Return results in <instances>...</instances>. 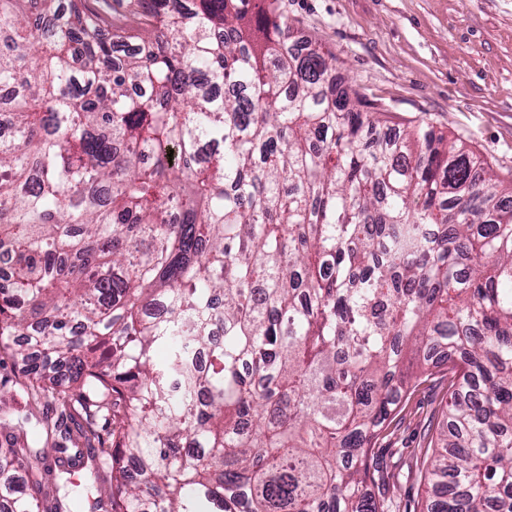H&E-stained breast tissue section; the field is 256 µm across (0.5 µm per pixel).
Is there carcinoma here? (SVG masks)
Masks as SVG:
<instances>
[{
	"label": "carcinoma",
	"mask_w": 512,
	"mask_h": 512,
	"mask_svg": "<svg viewBox=\"0 0 512 512\" xmlns=\"http://www.w3.org/2000/svg\"><path fill=\"white\" fill-rule=\"evenodd\" d=\"M135 4L0 0V351L51 414L0 512H388L376 441L440 366L426 512H512V194L279 0ZM134 0H89L88 6L92 10L100 12L112 28L136 26L135 17L132 14ZM132 3V4H130Z\"/></svg>",
	"instance_id": "cac0c4a2"
}]
</instances>
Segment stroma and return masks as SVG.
I'll return each instance as SVG.
<instances>
[{
    "label": "stroma",
    "instance_id": "1",
    "mask_svg": "<svg viewBox=\"0 0 512 512\" xmlns=\"http://www.w3.org/2000/svg\"><path fill=\"white\" fill-rule=\"evenodd\" d=\"M293 32L335 53L403 128L428 119L512 186V0H281ZM448 380L436 370L400 404L375 450L388 494L423 512L420 471L441 425Z\"/></svg>",
    "mask_w": 512,
    "mask_h": 512
}]
</instances>
